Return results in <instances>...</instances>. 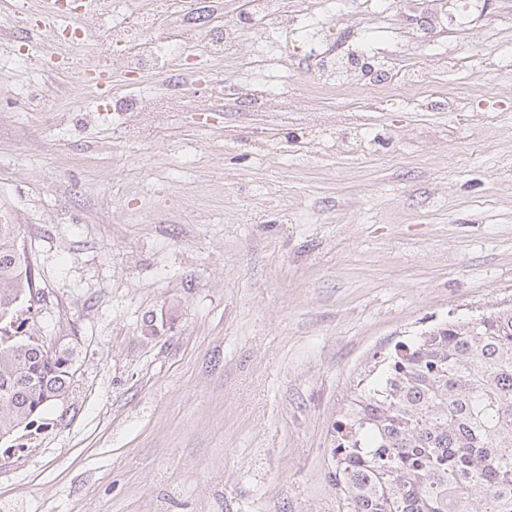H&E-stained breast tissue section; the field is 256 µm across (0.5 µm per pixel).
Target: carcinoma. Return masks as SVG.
Segmentation results:
<instances>
[{
	"mask_svg": "<svg viewBox=\"0 0 512 512\" xmlns=\"http://www.w3.org/2000/svg\"><path fill=\"white\" fill-rule=\"evenodd\" d=\"M21 225L0 211V440L69 388L71 353L9 332L32 294ZM336 423L344 512H512V308L439 324L382 360Z\"/></svg>",
	"mask_w": 512,
	"mask_h": 512,
	"instance_id": "cac0c4a2",
	"label": "carcinoma"
}]
</instances>
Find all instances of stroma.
<instances>
[{
  "mask_svg": "<svg viewBox=\"0 0 512 512\" xmlns=\"http://www.w3.org/2000/svg\"><path fill=\"white\" fill-rule=\"evenodd\" d=\"M312 2L287 55L270 19L187 84L128 72L111 15L54 66L39 0L0 7V207L32 333L75 370L0 443V512H339L359 382L512 304V0ZM318 39L421 62L426 89L325 88ZM103 62L105 94L78 80ZM229 75L267 84L266 111L221 99ZM153 94L177 101L160 136L129 138L113 97Z\"/></svg>",
  "mask_w": 512,
  "mask_h": 512,
  "instance_id": "stroma-1",
  "label": "stroma"
}]
</instances>
